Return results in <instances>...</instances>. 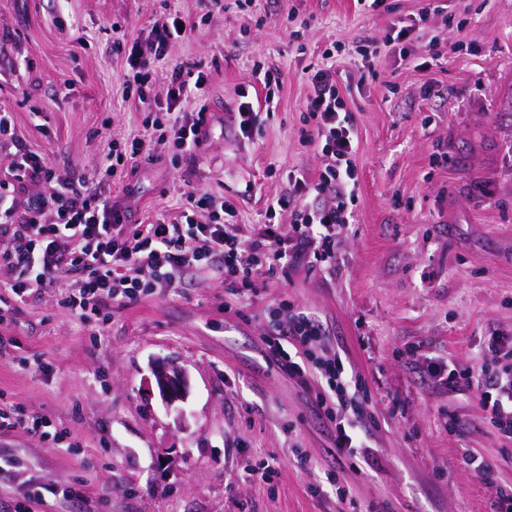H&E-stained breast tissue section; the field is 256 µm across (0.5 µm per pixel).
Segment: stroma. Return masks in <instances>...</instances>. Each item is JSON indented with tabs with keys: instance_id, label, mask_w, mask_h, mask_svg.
I'll return each instance as SVG.
<instances>
[{
	"instance_id": "obj_1",
	"label": "stroma",
	"mask_w": 512,
	"mask_h": 512,
	"mask_svg": "<svg viewBox=\"0 0 512 512\" xmlns=\"http://www.w3.org/2000/svg\"><path fill=\"white\" fill-rule=\"evenodd\" d=\"M392 2L391 15L354 0H224L226 12L204 24L196 0H0V106L19 142L59 170L80 163L95 175L112 140L144 133L143 112L122 96L113 23L144 35L179 11L199 30L172 55L206 57L210 111L229 114L262 59L282 74L277 106L251 139L213 125L194 165L174 167L172 151H158L110 192L132 221L153 222L180 206L188 178L241 199L238 223L261 224L289 171L314 177L324 166L301 136L308 67L330 43L382 36L419 6ZM448 12L412 34L409 56L383 49L375 76L348 56L336 61L360 86L348 102L358 199L334 270L300 265L242 297L201 271L86 321L57 288L14 302L0 403L49 419L66 445L0 430V457L16 461L0 472L1 504L52 483L58 494L32 512H497L498 491L512 494V436L424 370L432 358L479 365L495 337L512 336V0H448ZM302 28L305 40L293 39ZM451 38L459 51L429 61V41ZM284 300L326 322L366 382L362 470L336 459L313 392L265 354ZM159 359L188 373L184 420L150 387ZM452 415L462 430L449 429ZM470 455L493 465L496 485ZM269 460L270 481L246 473Z\"/></svg>"
}]
</instances>
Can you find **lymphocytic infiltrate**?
<instances>
[{"mask_svg": "<svg viewBox=\"0 0 512 512\" xmlns=\"http://www.w3.org/2000/svg\"><path fill=\"white\" fill-rule=\"evenodd\" d=\"M193 34L176 11L156 21L144 37L129 35L121 24L112 26V52L125 59V97L144 112V129L161 132L162 142L190 164L202 148L209 74L204 60L179 62L171 49ZM336 53V46L324 48L321 65L306 76L310 128L303 140L320 149L326 164L312 179L289 172L285 189L266 208L264 224L236 223L235 202L189 180L173 219L129 223L126 208L107 196L106 187L111 178L135 170L147 148L142 137L113 142L93 179L75 168L58 171L46 155L16 144L8 170L14 192L25 196L26 204L0 210V266L12 272L5 290L21 299L67 279L61 303L84 320L110 309L112 302L131 303L141 293L180 282L201 267L223 275L230 291L265 287L277 271L311 258L335 267L338 229L352 218L349 205L357 197L358 180L357 125L346 99L352 83L337 70ZM280 212L289 214V225L276 223ZM270 328L266 344L280 356L282 369L302 380L310 374L319 379L315 404L336 426V456L358 466L366 458V444L350 418L360 412L361 402L351 391L345 362L332 349L327 326L292 307ZM288 343L303 349L305 361L285 351ZM429 376L449 391L470 392L485 417L512 434V348L498 346L478 370L436 365Z\"/></svg>", "mask_w": 512, "mask_h": 512, "instance_id": "1", "label": "lymphocytic infiltrate"}]
</instances>
